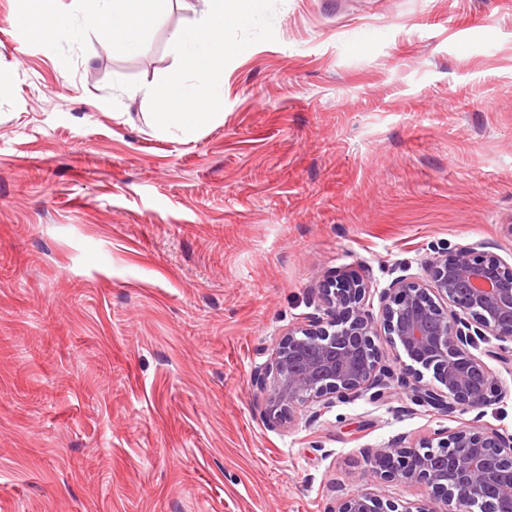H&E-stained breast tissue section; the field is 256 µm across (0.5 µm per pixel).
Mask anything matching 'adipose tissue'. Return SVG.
Segmentation results:
<instances>
[{
    "mask_svg": "<svg viewBox=\"0 0 512 512\" xmlns=\"http://www.w3.org/2000/svg\"><path fill=\"white\" fill-rule=\"evenodd\" d=\"M200 21L175 30L171 48L180 66L144 94L159 131L187 133L221 118L224 109V31L249 24L257 0H202ZM56 0H22V18L32 40H47L62 27ZM80 29L105 30L112 48L136 50L143 36L171 9L173 0H76Z\"/></svg>",
    "mask_w": 512,
    "mask_h": 512,
    "instance_id": "adipose-tissue-1",
    "label": "adipose tissue"
}]
</instances>
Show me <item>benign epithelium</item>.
I'll list each match as a JSON object with an SVG mask.
<instances>
[{
  "instance_id": "obj_1",
  "label": "benign epithelium",
  "mask_w": 512,
  "mask_h": 512,
  "mask_svg": "<svg viewBox=\"0 0 512 512\" xmlns=\"http://www.w3.org/2000/svg\"><path fill=\"white\" fill-rule=\"evenodd\" d=\"M424 274L400 275L380 293L381 316L367 305L365 275L338 272L315 288L320 314L280 336L252 385L265 396L264 419L289 428L338 400H388L398 390L415 405L445 416L475 413L435 438L408 445L393 440L367 456L375 485H421L427 497L415 512H512V433L482 421L499 403L500 387L483 357L512 363V264L482 243L454 250L432 245ZM398 353L382 364L378 340ZM496 340L478 354L481 344ZM432 371L436 384L424 381ZM331 512H399L373 491L339 500Z\"/></svg>"
}]
</instances>
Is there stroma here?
Instances as JSON below:
<instances>
[{
  "label": "stroma",
  "instance_id": "stroma-1",
  "mask_svg": "<svg viewBox=\"0 0 512 512\" xmlns=\"http://www.w3.org/2000/svg\"><path fill=\"white\" fill-rule=\"evenodd\" d=\"M0 0V512H331L364 453L460 425L399 394L290 429L251 382L327 273L368 303L431 246L512 263V0H259L224 116L185 136L140 89L179 62L30 41Z\"/></svg>",
  "mask_w": 512,
  "mask_h": 512
}]
</instances>
